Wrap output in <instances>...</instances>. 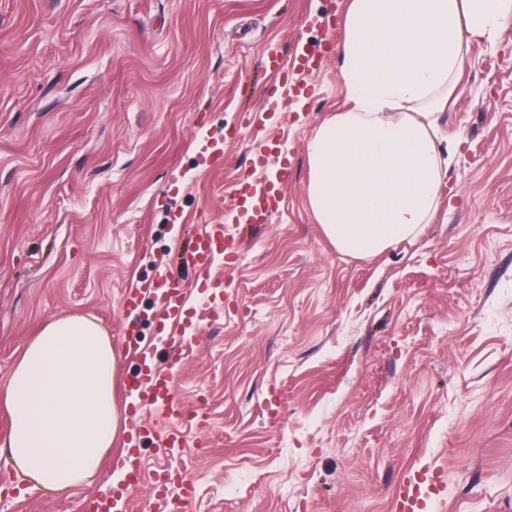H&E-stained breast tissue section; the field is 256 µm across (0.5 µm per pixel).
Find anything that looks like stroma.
I'll list each match as a JSON object with an SVG mask.
<instances>
[{"instance_id":"stroma-1","label":"stroma","mask_w":512,"mask_h":512,"mask_svg":"<svg viewBox=\"0 0 512 512\" xmlns=\"http://www.w3.org/2000/svg\"><path fill=\"white\" fill-rule=\"evenodd\" d=\"M347 0H0V385L50 318L83 314L124 349L127 288L186 281L192 227L227 223L251 150L291 164L281 208L203 319L176 379L188 512H399L401 485L441 472L423 512H512V26L473 41L440 117L461 142L451 205L373 258L337 252L308 199L307 144L351 103ZM315 52L302 107L268 111L271 58ZM220 165H206L213 151ZM146 470L162 411L128 408ZM101 478L17 494L0 512H85Z\"/></svg>"}]
</instances>
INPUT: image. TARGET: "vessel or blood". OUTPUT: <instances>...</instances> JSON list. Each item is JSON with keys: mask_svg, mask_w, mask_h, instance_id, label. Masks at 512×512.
Here are the masks:
<instances>
[{"mask_svg": "<svg viewBox=\"0 0 512 512\" xmlns=\"http://www.w3.org/2000/svg\"><path fill=\"white\" fill-rule=\"evenodd\" d=\"M270 66L278 77L273 86L272 108L279 109L287 105L290 96L307 91L306 75L311 74L316 66L315 59L304 58L292 69H285L278 61H271ZM277 164L280 180H287L290 166L287 159L276 158L274 151L256 146L251 154V173L240 188L244 198L237 224H206L196 236L190 260L198 272L195 282L197 288L209 290L219 288V281L213 280L211 271L216 261H223L225 268H233L237 257L248 242V230L255 224L270 223L277 210V200L273 185L268 184L263 174L270 164ZM143 291L156 293L161 303L155 312V318L161 328L179 325L187 297V285L182 278L167 271L156 280L143 284ZM192 340H184L175 348L168 365L163 369L147 368L144 375L134 377L133 384L141 396V407L145 410L163 408L167 416L181 418L179 403L175 400V380L182 366L183 357L192 350ZM187 435L182 428L174 426L159 433L157 451L164 457H172L180 448L185 447ZM132 457V472L127 485L113 492L111 497L96 498L87 505V512H126L134 491L142 482L148 481L160 488V493L153 503L154 512H167L171 499L183 493V483L173 480L170 468L153 472L144 471L136 462V449H129ZM440 474L423 471L412 477L403 485L399 494L401 512H420L423 504V487H436Z\"/></svg>", "mask_w": 512, "mask_h": 512, "instance_id": "vessel-or-blood-1", "label": "vessel or blood"}]
</instances>
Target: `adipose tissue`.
I'll return each instance as SVG.
<instances>
[{
    "label": "adipose tissue",
    "mask_w": 512,
    "mask_h": 512,
    "mask_svg": "<svg viewBox=\"0 0 512 512\" xmlns=\"http://www.w3.org/2000/svg\"><path fill=\"white\" fill-rule=\"evenodd\" d=\"M509 26L512 0H351L341 71L353 106L307 145L310 205L340 254L379 255L432 222L460 143L442 136L438 113L388 110L435 99L458 79L472 40ZM120 359L94 319L46 321L0 396L6 464L50 492L94 479L122 431Z\"/></svg>",
    "instance_id": "adipose-tissue-1"
}]
</instances>
